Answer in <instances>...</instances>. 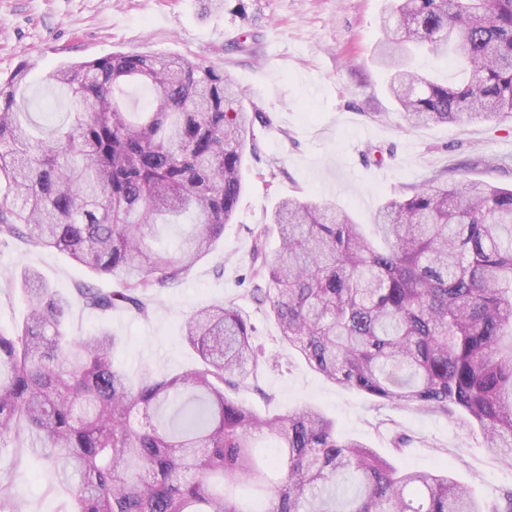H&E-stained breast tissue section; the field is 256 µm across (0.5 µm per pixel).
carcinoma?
<instances>
[{"label":"carcinoma","mask_w":512,"mask_h":512,"mask_svg":"<svg viewBox=\"0 0 512 512\" xmlns=\"http://www.w3.org/2000/svg\"><path fill=\"white\" fill-rule=\"evenodd\" d=\"M379 61L411 127L512 119V0H394ZM469 72L439 84L416 52ZM21 64L0 82V238L52 248L122 288L81 282L69 296L21 274L23 325L0 330V447L31 443L68 484L69 512H512V487L476 499L448 470L400 469L343 439L312 407L259 415L233 393L277 362L250 318L207 305L183 338L197 366L130 378L101 329L74 338L73 303L143 319L156 289L183 281L224 237L242 193L253 117L224 72L186 57L115 52L71 63L47 81L76 111L41 137L22 123ZM147 101L129 109L125 87ZM279 238L254 235L249 295L280 342L340 386L479 430L512 468V189L428 180L382 206L367 232L344 210L289 197L270 216ZM160 224H190L178 249L151 245ZM268 438L265 466L254 443ZM346 483L357 489L336 509ZM0 512H20L0 476Z\"/></svg>","instance_id":"cac0c4a2"}]
</instances>
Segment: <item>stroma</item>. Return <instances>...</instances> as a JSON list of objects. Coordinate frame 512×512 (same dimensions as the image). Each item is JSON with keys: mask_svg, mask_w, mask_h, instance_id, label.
<instances>
[{"mask_svg": "<svg viewBox=\"0 0 512 512\" xmlns=\"http://www.w3.org/2000/svg\"><path fill=\"white\" fill-rule=\"evenodd\" d=\"M391 0H0V78L28 67L19 106L37 130L62 124L73 103L46 77L66 63L114 52L188 57L224 71L247 93L252 136L244 154V190L224 239L181 283L152 295L149 319L116 309L74 305L72 335L109 329L120 340L115 362L134 373L152 366L170 374L192 367L181 340L197 308L232 303L251 317L255 342L276 368L260 371L237 398L259 413L312 405L339 435L360 440L401 468L447 466L480 500L512 485V469L440 414L405 409L333 384L278 340V327L248 294L252 236L277 203L299 195L372 224L379 206L426 180H483L512 188V121L472 120L407 128L387 90L375 45ZM27 269L58 291L86 282L105 291L116 281L79 268L66 254L20 240L0 241V328L28 314L19 290L6 288ZM409 436L396 450L392 438ZM22 512H67L70 501L50 462L28 448L0 450Z\"/></svg>", "mask_w": 512, "mask_h": 512, "instance_id": "stroma-1", "label": "stroma"}]
</instances>
